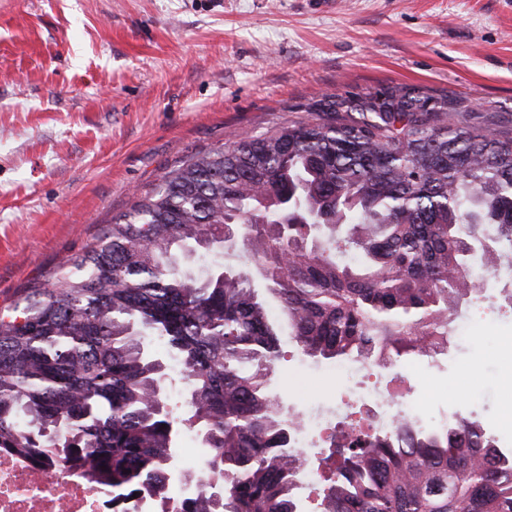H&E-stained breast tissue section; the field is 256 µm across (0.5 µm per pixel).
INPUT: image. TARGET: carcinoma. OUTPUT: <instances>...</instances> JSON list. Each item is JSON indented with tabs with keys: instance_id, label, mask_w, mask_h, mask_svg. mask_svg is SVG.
Returning a JSON list of instances; mask_svg holds the SVG:
<instances>
[{
	"instance_id": "cac0c4a2",
	"label": "carcinoma",
	"mask_w": 512,
	"mask_h": 512,
	"mask_svg": "<svg viewBox=\"0 0 512 512\" xmlns=\"http://www.w3.org/2000/svg\"><path fill=\"white\" fill-rule=\"evenodd\" d=\"M464 99L409 87L329 101L169 171L55 279L0 312V453L56 458L115 512H298L293 418L267 392L288 335L316 361L385 364L448 342L485 298L472 260L512 269V138ZM241 252L197 278L174 251ZM160 342L188 380L163 389ZM203 470L168 497L174 436ZM318 512H512V451L471 417L387 433L353 409L319 438Z\"/></svg>"
}]
</instances>
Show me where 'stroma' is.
Instances as JSON below:
<instances>
[{"label": "stroma", "mask_w": 512, "mask_h": 512, "mask_svg": "<svg viewBox=\"0 0 512 512\" xmlns=\"http://www.w3.org/2000/svg\"><path fill=\"white\" fill-rule=\"evenodd\" d=\"M395 86L467 99L511 137L512 0H0V310L187 157ZM499 290L458 308L446 347L372 374L304 357L280 322L269 389L309 448L396 377L411 420L476 416L512 448Z\"/></svg>", "instance_id": "stroma-1"}]
</instances>
